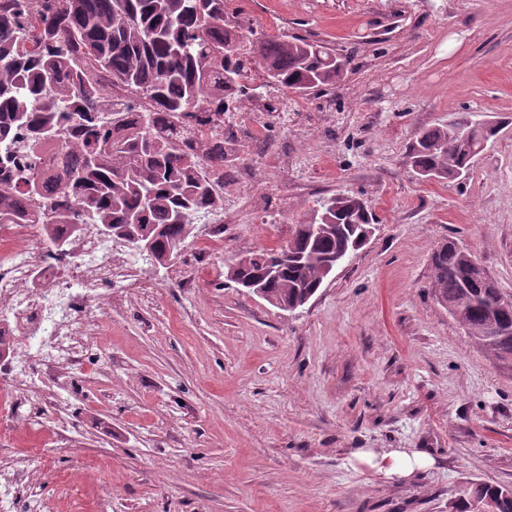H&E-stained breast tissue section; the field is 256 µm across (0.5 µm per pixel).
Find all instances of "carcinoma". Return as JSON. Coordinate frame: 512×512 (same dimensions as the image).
<instances>
[{
	"mask_svg": "<svg viewBox=\"0 0 512 512\" xmlns=\"http://www.w3.org/2000/svg\"><path fill=\"white\" fill-rule=\"evenodd\" d=\"M227 0H0V224H38L46 258L85 225L131 229L153 243V265L184 247L198 224L224 210V182L238 158L224 144L241 103L246 58L267 82L299 94L332 86L347 66L318 41L271 37L228 20ZM116 87L126 108L102 107ZM499 126L460 117L419 130L409 163L423 181H458ZM371 209L336 194L316 201L288 247L260 248L227 266L240 287L255 281L290 306L323 286L332 259L365 227ZM456 246L432 255L430 288L469 340L498 364L512 361V307L481 288L484 269ZM281 267L278 278L265 271ZM461 512H512V486L479 483Z\"/></svg>",
	"mask_w": 512,
	"mask_h": 512,
	"instance_id": "obj_1",
	"label": "carcinoma"
}]
</instances>
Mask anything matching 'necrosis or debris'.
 <instances>
[{"label":"necrosis or debris","instance_id":"obj_1","mask_svg":"<svg viewBox=\"0 0 512 512\" xmlns=\"http://www.w3.org/2000/svg\"><path fill=\"white\" fill-rule=\"evenodd\" d=\"M73 247L81 258L74 276L44 259L32 225L0 226V304L12 312L11 322L0 324V335L14 349L8 362L14 376L12 401L42 400L31 379L34 369L54 375L85 356L88 340L102 332L101 317L83 312L87 301L127 275L126 268L110 261L113 241L84 234ZM49 462L42 448L11 451L8 462L0 464V512H51L49 504L28 491Z\"/></svg>","mask_w":512,"mask_h":512}]
</instances>
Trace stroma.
Here are the masks:
<instances>
[{"label": "stroma", "mask_w": 512, "mask_h": 512, "mask_svg": "<svg viewBox=\"0 0 512 512\" xmlns=\"http://www.w3.org/2000/svg\"><path fill=\"white\" fill-rule=\"evenodd\" d=\"M270 35L348 57L307 96L255 77L233 122L259 205L224 186L225 226L178 260L113 283L89 362L42 379L36 437L55 471L36 491L70 512L60 474L109 487V512H449L476 483L512 485V370L470 343L428 288L452 239L512 296V0H230ZM498 121L465 179H418L407 147L459 113ZM364 198L368 242L288 313L226 278L286 245L317 200ZM106 354L107 368L92 358ZM412 448L432 465L386 478L357 452Z\"/></svg>", "instance_id": "35a3bbf8"}]
</instances>
